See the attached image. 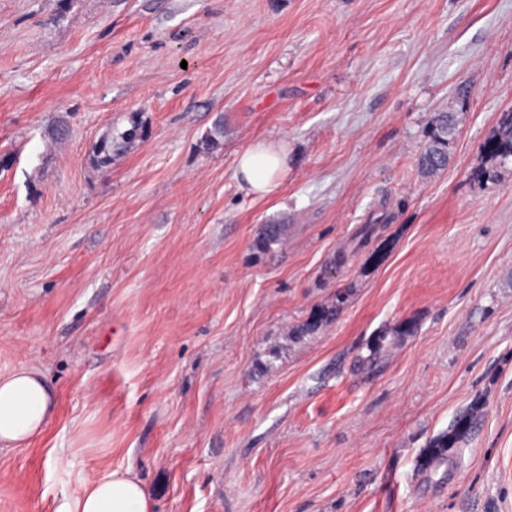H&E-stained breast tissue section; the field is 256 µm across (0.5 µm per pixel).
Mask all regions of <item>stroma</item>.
Returning <instances> with one entry per match:
<instances>
[{"label": "stroma", "mask_w": 512, "mask_h": 512, "mask_svg": "<svg viewBox=\"0 0 512 512\" xmlns=\"http://www.w3.org/2000/svg\"><path fill=\"white\" fill-rule=\"evenodd\" d=\"M510 110L512 0H0V375L57 399L0 512H512ZM487 164L479 172L482 179L497 177L512 158V111L501 114L497 132L485 145ZM455 131L454 115L438 112L431 121L428 140L419 157V167L424 174H433L448 162V144ZM287 171L288 155L282 148L257 142L238 155L235 177L246 194L263 196ZM287 225L264 224L258 231L253 247L259 253H265L287 235ZM66 512H153L142 480L130 468L112 470L85 488Z\"/></svg>", "instance_id": "obj_1"}]
</instances>
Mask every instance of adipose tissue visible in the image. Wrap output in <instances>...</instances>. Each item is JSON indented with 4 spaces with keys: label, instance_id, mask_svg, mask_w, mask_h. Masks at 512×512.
<instances>
[{
    "label": "adipose tissue",
    "instance_id": "1",
    "mask_svg": "<svg viewBox=\"0 0 512 512\" xmlns=\"http://www.w3.org/2000/svg\"><path fill=\"white\" fill-rule=\"evenodd\" d=\"M288 170V155L277 145L258 142L241 152L235 177L249 195L268 194ZM55 396L39 369L22 365L0 376V447L24 448L47 428ZM67 512H152L142 480L132 469L114 470L85 488Z\"/></svg>",
    "mask_w": 512,
    "mask_h": 512
}]
</instances>
